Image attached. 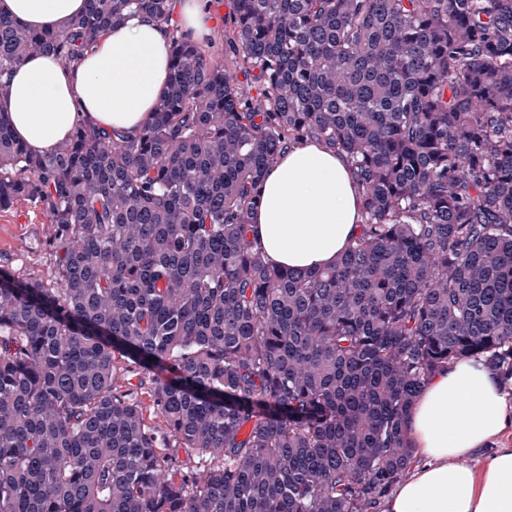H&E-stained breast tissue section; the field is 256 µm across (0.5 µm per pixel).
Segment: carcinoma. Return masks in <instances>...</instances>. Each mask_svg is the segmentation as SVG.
I'll use <instances>...</instances> for the list:
<instances>
[{
  "label": "carcinoma",
  "instance_id": "carcinoma-1",
  "mask_svg": "<svg viewBox=\"0 0 512 512\" xmlns=\"http://www.w3.org/2000/svg\"><path fill=\"white\" fill-rule=\"evenodd\" d=\"M231 2L252 97L173 0H86L53 30L0 14V78L134 15L172 34L136 138L87 120L42 152L0 118V208L43 211L55 269L0 268V512H377L433 374L472 357L512 381V0ZM304 139L348 158L363 216L301 273L250 226ZM169 438L206 465L174 478Z\"/></svg>",
  "mask_w": 512,
  "mask_h": 512
}]
</instances>
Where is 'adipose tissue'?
Returning <instances> with one entry per match:
<instances>
[{"mask_svg": "<svg viewBox=\"0 0 512 512\" xmlns=\"http://www.w3.org/2000/svg\"><path fill=\"white\" fill-rule=\"evenodd\" d=\"M85 0H0V13L25 27L64 26ZM171 35L136 17L108 30L78 67L51 55L28 58L4 79L0 117L14 136L47 151L76 125L94 123L136 136L169 79ZM345 157L314 143L290 146L267 170L252 234L275 266L295 272L335 263L358 232L360 199ZM512 399L480 362L435 374L413 404L407 434L414 463L381 512H512ZM477 457L474 466L468 457Z\"/></svg>", "mask_w": 512, "mask_h": 512, "instance_id": "obj_1", "label": "adipose tissue"}]
</instances>
